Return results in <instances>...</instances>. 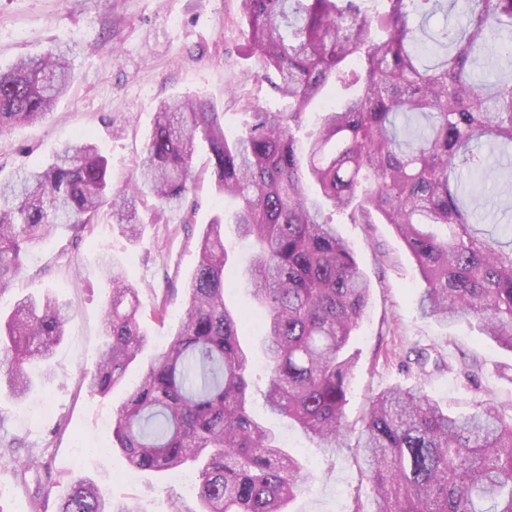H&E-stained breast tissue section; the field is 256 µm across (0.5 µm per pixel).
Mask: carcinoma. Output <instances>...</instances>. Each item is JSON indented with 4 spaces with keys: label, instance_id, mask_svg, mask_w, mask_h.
I'll list each match as a JSON object with an SVG mask.
<instances>
[{
    "label": "carcinoma",
    "instance_id": "obj_1",
    "mask_svg": "<svg viewBox=\"0 0 512 512\" xmlns=\"http://www.w3.org/2000/svg\"><path fill=\"white\" fill-rule=\"evenodd\" d=\"M248 55L285 102L250 113L242 133L224 131L207 99L161 102L133 189L109 192L107 159L91 143L65 144L40 168L0 182V297L26 273L31 246L62 224L74 236L110 205L130 239L140 196L181 209L198 143L214 185L234 204L238 239L250 246L243 272L261 317L268 411L298 425L316 447H345L343 424L355 356L349 350L370 304L335 216L389 224L416 262L422 315L442 323L477 318L484 335L512 351V227L479 236L463 201L512 153V77L490 82L482 69L512 68V0H463L465 23L422 41L441 0H241ZM70 48L0 66V134L51 112L67 91ZM337 87L339 103L316 113ZM230 248L224 215L199 242L188 303L168 345L117 409L115 448L137 469L198 472V510L287 512L303 466L250 410L252 352L227 306ZM110 295L105 341L82 383L107 397L149 342L139 324L138 289L103 257ZM69 313L46 295L16 300L0 318V388L33 392L64 336ZM17 474L41 464L17 456ZM366 464L370 512H512V414L483 401L454 417L421 386L389 388L371 400L354 435ZM58 512H139L74 481Z\"/></svg>",
    "mask_w": 512,
    "mask_h": 512
}]
</instances>
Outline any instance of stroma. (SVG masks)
I'll list each match as a JSON object with an SVG mask.
<instances>
[{
    "mask_svg": "<svg viewBox=\"0 0 512 512\" xmlns=\"http://www.w3.org/2000/svg\"><path fill=\"white\" fill-rule=\"evenodd\" d=\"M241 0H0V63L36 55L58 44L74 47L73 81L54 112L34 124L0 134V176L43 166L63 144L91 139L107 158L113 190L130 188L161 101L201 97L224 114L228 135L239 133L245 113L282 103L257 80L245 52ZM194 182L183 209L155 211L152 198L137 204L144 220L139 240L128 239L108 214L88 225L82 239L68 229L33 246L27 274L15 294L52 293L73 319L33 393L18 400L0 393V442L22 438L52 474L49 486L21 480L0 466V512H57L64 489L91 479L106 497L136 503L139 512H171L173 501L195 508L194 482L176 473L132 472L112 449V413L141 367L168 342L186 304L198 263V242L224 209L204 151L192 160ZM336 225L351 244L371 283L368 312L350 343L356 358L344 422L356 427L372 397L393 386L423 383L449 413L472 412L490 399L512 406V352L482 336L476 320L447 327L418 310L425 286L403 242L387 224ZM109 253L136 288L142 328L150 342L137 366L110 397L91 395L80 377L93 370L103 341L102 317L109 284L100 256ZM166 302L165 320L153 310ZM429 349L438 363L420 370L415 351ZM254 413L265 420L309 472L291 512H369L366 482L352 449L326 452L299 429L268 416L262 399ZM107 446L104 454L96 446Z\"/></svg>",
    "mask_w": 512,
    "mask_h": 512,
    "instance_id": "35a3bbf8",
    "label": "stroma"
}]
</instances>
